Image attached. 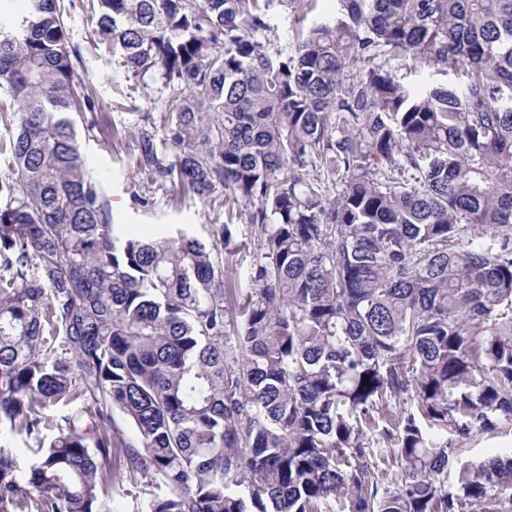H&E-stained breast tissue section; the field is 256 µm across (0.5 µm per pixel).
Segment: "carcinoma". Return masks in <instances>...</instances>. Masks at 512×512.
Listing matches in <instances>:
<instances>
[{
    "label": "carcinoma",
    "instance_id": "obj_1",
    "mask_svg": "<svg viewBox=\"0 0 512 512\" xmlns=\"http://www.w3.org/2000/svg\"><path fill=\"white\" fill-rule=\"evenodd\" d=\"M96 2L182 87L137 170L228 219L113 224L63 0L0 21V512H512V453L467 456L512 422V0H337L274 52L272 0ZM242 232L239 233L236 238L237 242L246 241L247 249L246 252L237 251L235 242L227 251L224 253V288L226 292V298L228 302L232 301L236 295L245 293L251 288L250 282V271L252 263L256 255L260 252L262 239L257 231L254 233L252 226L247 227L246 224H241ZM247 237V239H246Z\"/></svg>",
    "mask_w": 512,
    "mask_h": 512
}]
</instances>
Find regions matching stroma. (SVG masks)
I'll use <instances>...</instances> for the list:
<instances>
[{
    "label": "stroma",
    "mask_w": 512,
    "mask_h": 512,
    "mask_svg": "<svg viewBox=\"0 0 512 512\" xmlns=\"http://www.w3.org/2000/svg\"><path fill=\"white\" fill-rule=\"evenodd\" d=\"M336 6V0H314L298 10L286 0H273L269 23L285 42L301 23L329 17ZM91 7L92 0H64L67 34L81 53L76 72L93 103L91 110L76 115L75 129L87 166L111 202L113 221L146 235L169 224H186L195 237L207 240L208 225L226 220L220 203L180 195L139 174L135 165L137 135L146 126V114L162 112L179 88L155 73L132 74L119 55L97 46L98 36L89 24ZM143 198L148 206H140ZM246 242V251L233 248L224 256V288L230 299L251 286L250 271L262 239L251 232Z\"/></svg>",
    "instance_id": "obj_1"
}]
</instances>
